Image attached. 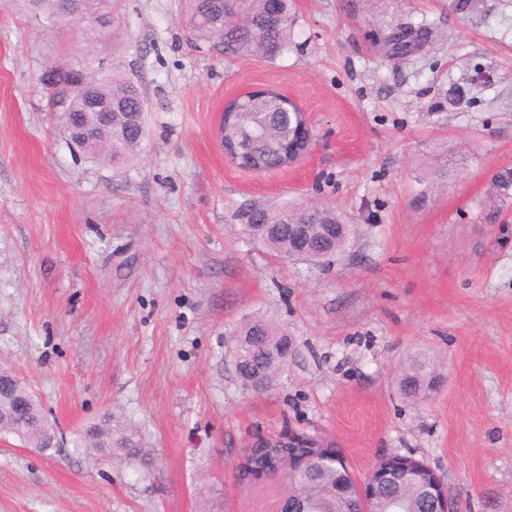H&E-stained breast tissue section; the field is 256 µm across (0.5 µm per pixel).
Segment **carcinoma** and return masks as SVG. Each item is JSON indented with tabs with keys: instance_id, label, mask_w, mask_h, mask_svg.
Returning <instances> with one entry per match:
<instances>
[{
	"instance_id": "1",
	"label": "carcinoma",
	"mask_w": 512,
	"mask_h": 512,
	"mask_svg": "<svg viewBox=\"0 0 512 512\" xmlns=\"http://www.w3.org/2000/svg\"><path fill=\"white\" fill-rule=\"evenodd\" d=\"M185 4L183 21L192 36L227 52L274 60L288 50L294 34L292 0H185ZM83 8L99 20L83 30L87 50L93 52L102 41L105 24L112 20V0H84ZM428 37L427 27L407 21L388 26L381 32L379 42L387 57L400 59ZM98 92L112 97V104L121 110L112 115V134H103L101 148L91 152V157L114 165L124 164L138 153L144 139L139 134V129L145 127L139 105L146 100V92L141 83L116 68L98 83ZM230 111L237 115L224 127V139L251 156L244 166L262 172L276 167L282 144L288 139V121L297 119L295 114L288 113L285 97L277 91L262 99L246 95ZM232 217L238 236L275 256L301 261L337 258L347 251L357 235L356 225L334 209L303 202L269 204L247 200L237 206ZM297 224L310 225L312 251L305 255L297 252L294 235ZM235 337L233 358L239 364L238 376L243 386L255 393L265 391L286 366L282 351L289 346L288 333L274 321L259 316L241 323ZM439 380L435 363L414 360L406 366L401 378V393L421 402L434 391ZM18 393L28 399V406L25 412L7 421L0 432L43 450L56 447L55 430L43 420L41 409L26 384L18 386ZM73 447L80 452L108 456L117 449L134 458L141 448V440L138 431L132 428L112 426V416L106 413L77 434ZM287 457L286 448H257L245 467V475L254 478L261 471L269 474ZM279 477L290 508L299 501L307 503L305 512L361 510L358 499L345 493L352 472L343 459L334 462L325 460L324 456H313ZM370 508L373 512H427L429 503L422 483L401 487L387 482L378 490Z\"/></svg>"
}]
</instances>
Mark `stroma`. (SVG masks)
Masks as SVG:
<instances>
[{
	"mask_svg": "<svg viewBox=\"0 0 512 512\" xmlns=\"http://www.w3.org/2000/svg\"><path fill=\"white\" fill-rule=\"evenodd\" d=\"M98 54L147 92V137L115 167L72 148L43 76L79 67L85 43L0 6V367L23 377L59 447L0 436V512H276L281 486H240L259 434L334 445L355 477L412 456L448 485L458 512H512V206L481 218L512 169V0H293L295 38L270 62L189 40L184 0H113ZM437 37L402 59L377 48L398 16ZM291 92L317 141L267 175L224 157L220 122L236 94ZM454 162L415 199L430 157ZM311 199L359 232L330 266L276 258L227 229L247 199ZM294 349L266 391L243 388L232 331L253 316ZM435 359L422 404L398 374ZM111 414L135 427L138 459L74 451Z\"/></svg>",
	"mask_w": 512,
	"mask_h": 512,
	"instance_id": "stroma-1",
	"label": "stroma"
}]
</instances>
